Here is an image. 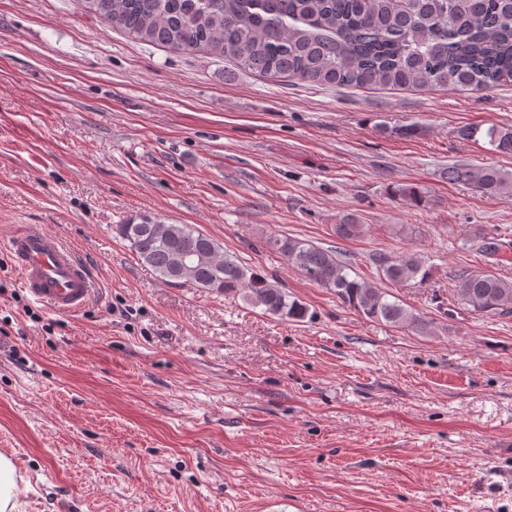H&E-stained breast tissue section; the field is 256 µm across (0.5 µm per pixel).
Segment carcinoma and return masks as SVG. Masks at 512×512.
Segmentation results:
<instances>
[{"mask_svg":"<svg viewBox=\"0 0 512 512\" xmlns=\"http://www.w3.org/2000/svg\"><path fill=\"white\" fill-rule=\"evenodd\" d=\"M85 11L132 38L177 53L211 52L235 68L328 87L432 88L487 91L512 81V0H83ZM482 135L491 150L512 151V129L491 125L461 130ZM448 181L489 196L512 197V172L493 166L448 167ZM393 193L419 207L425 193L403 184ZM365 225L350 214L336 236H359ZM118 236L167 283L191 285L244 299L281 320L301 321L308 309L253 268L224 254L189 224H118ZM478 249L499 253L497 236L478 231ZM310 282L333 291L371 321L404 327L427 324L388 294L351 275L335 252L305 241L270 238ZM195 254L176 269L183 254ZM394 283L426 284L430 268L413 255L377 259ZM457 304L480 314L512 309V281L491 271L456 275Z\"/></svg>","mask_w":512,"mask_h":512,"instance_id":"carcinoma-1","label":"carcinoma"}]
</instances>
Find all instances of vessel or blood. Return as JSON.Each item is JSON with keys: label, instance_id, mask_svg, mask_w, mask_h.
<instances>
[{"label": "vessel or blood", "instance_id": "b4317fda", "mask_svg": "<svg viewBox=\"0 0 512 512\" xmlns=\"http://www.w3.org/2000/svg\"><path fill=\"white\" fill-rule=\"evenodd\" d=\"M6 248L20 273V286L37 303L61 315L85 310L97 292L90 270L73 250L41 225L23 224Z\"/></svg>", "mask_w": 512, "mask_h": 512}]
</instances>
